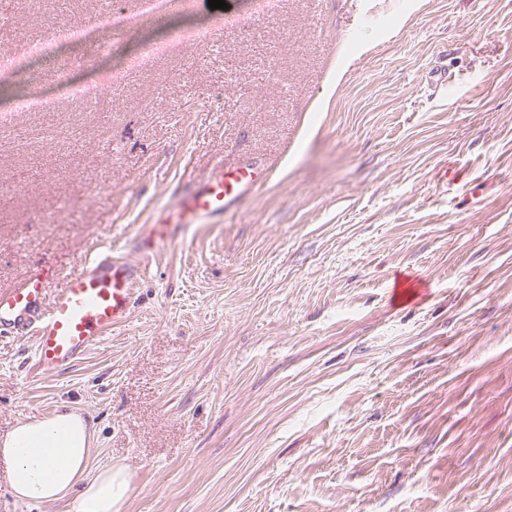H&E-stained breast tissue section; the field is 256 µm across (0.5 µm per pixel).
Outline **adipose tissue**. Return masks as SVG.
Instances as JSON below:
<instances>
[{"instance_id":"adipose-tissue-1","label":"adipose tissue","mask_w":512,"mask_h":512,"mask_svg":"<svg viewBox=\"0 0 512 512\" xmlns=\"http://www.w3.org/2000/svg\"><path fill=\"white\" fill-rule=\"evenodd\" d=\"M94 430L75 409L18 422L0 439L9 485L24 505L70 499L71 512H123L131 474L120 464L90 471Z\"/></svg>"}]
</instances>
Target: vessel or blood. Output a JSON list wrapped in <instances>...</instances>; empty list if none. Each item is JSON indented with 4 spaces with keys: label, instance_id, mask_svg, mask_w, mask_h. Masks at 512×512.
Listing matches in <instances>:
<instances>
[{
    "label": "vessel or blood",
    "instance_id": "obj_1",
    "mask_svg": "<svg viewBox=\"0 0 512 512\" xmlns=\"http://www.w3.org/2000/svg\"><path fill=\"white\" fill-rule=\"evenodd\" d=\"M267 178V169L254 163L215 166L180 195L175 211H159L152 223L140 226L133 250L156 255L171 225L200 224L233 210L254 196ZM143 275L140 263L109 245L82 262L55 292L49 289L53 270L31 267L13 287L0 290V333L10 328L34 335L36 358L44 370L71 366L106 333L127 322Z\"/></svg>",
    "mask_w": 512,
    "mask_h": 512
}]
</instances>
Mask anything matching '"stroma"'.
Returning a JSON list of instances; mask_svg holds the SVG:
<instances>
[{
	"label": "stroma",
	"mask_w": 512,
	"mask_h": 512,
	"mask_svg": "<svg viewBox=\"0 0 512 512\" xmlns=\"http://www.w3.org/2000/svg\"><path fill=\"white\" fill-rule=\"evenodd\" d=\"M169 0L20 58L105 107L0 112V288H59L216 163L257 195L181 224L69 368L0 334V437L66 405L124 512H512V0ZM113 0H6L0 47ZM451 74L434 90L432 71Z\"/></svg>",
	"instance_id": "35a3bbf8"
}]
</instances>
